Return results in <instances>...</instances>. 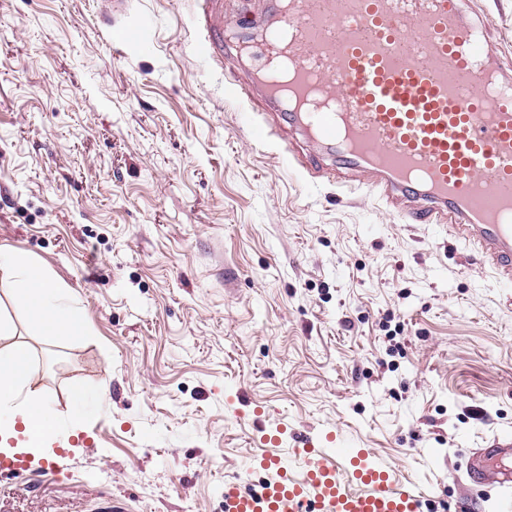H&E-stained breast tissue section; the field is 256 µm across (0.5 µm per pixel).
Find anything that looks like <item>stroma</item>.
<instances>
[{
  "label": "stroma",
  "instance_id": "1",
  "mask_svg": "<svg viewBox=\"0 0 512 512\" xmlns=\"http://www.w3.org/2000/svg\"><path fill=\"white\" fill-rule=\"evenodd\" d=\"M0 0V249L67 289L79 337L32 331L0 286L52 407L57 479L0 477V512H224L258 482L261 428L334 433L432 491L499 512L472 449L512 432V288L464 243L344 194L332 158L288 168L224 98L271 0H221L224 60L195 0ZM512 65V0H466ZM148 26L143 46L117 44ZM86 392L71 429V393ZM202 1V3H199ZM221 0H197L200 5L196 21L201 38L198 43L199 52L212 60L222 58L224 53V17L213 4Z\"/></svg>",
  "mask_w": 512,
  "mask_h": 512
}]
</instances>
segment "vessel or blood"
Wrapping results in <instances>:
<instances>
[{"mask_svg": "<svg viewBox=\"0 0 512 512\" xmlns=\"http://www.w3.org/2000/svg\"><path fill=\"white\" fill-rule=\"evenodd\" d=\"M215 0L196 14L199 52L224 53ZM462 0H274L259 38L239 41L256 82L286 125L262 122L259 139L308 174L316 150L362 178L389 203H412L410 224H432L466 244L479 265L512 287V74ZM301 131L306 151L283 139ZM278 435L261 436L256 488L224 483V512H427L429 490L398 484L391 467L334 436L296 438L291 458ZM512 455V435L474 449L473 483L494 481L501 512H512V471L489 472ZM58 463L0 452V476L53 477Z\"/></svg>", "mask_w": 512, "mask_h": 512, "instance_id": "b4317fda", "label": "vessel or blood"}]
</instances>
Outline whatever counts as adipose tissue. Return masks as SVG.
Masks as SVG:
<instances>
[{"label": "adipose tissue", "mask_w": 512, "mask_h": 512, "mask_svg": "<svg viewBox=\"0 0 512 512\" xmlns=\"http://www.w3.org/2000/svg\"><path fill=\"white\" fill-rule=\"evenodd\" d=\"M10 284V300L30 328L45 336H79L83 327L68 292L58 288L26 255L0 250V284ZM14 323L0 317V433L23 434L17 448L45 456L43 429L52 410L31 388L33 363L26 343L13 340Z\"/></svg>", "instance_id": "ef3b65f1"}]
</instances>
